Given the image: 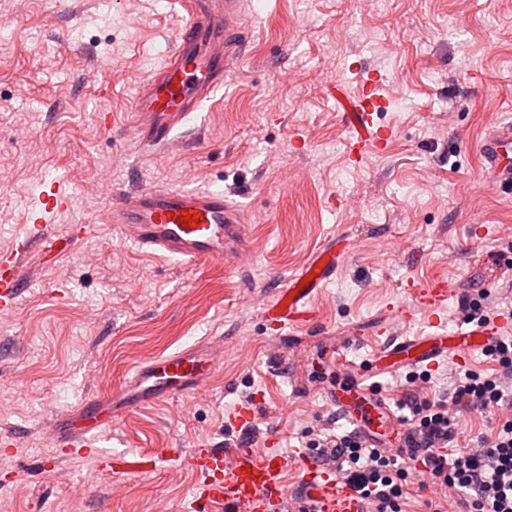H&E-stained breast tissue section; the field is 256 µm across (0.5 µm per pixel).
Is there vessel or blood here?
I'll return each mask as SVG.
<instances>
[{
    "instance_id": "b4317fda",
    "label": "vessel or blood",
    "mask_w": 512,
    "mask_h": 512,
    "mask_svg": "<svg viewBox=\"0 0 512 512\" xmlns=\"http://www.w3.org/2000/svg\"><path fill=\"white\" fill-rule=\"evenodd\" d=\"M187 15L176 30L162 64L142 79L132 106L129 129L146 149H175V133L189 113L200 110L224 86L246 49L241 25V0H177ZM339 93L341 118L349 136L351 163L367 155L384 153L396 138L395 128L378 123L380 112L390 105L386 77L377 69L358 73L354 95L343 94L341 84L328 86ZM484 183L512 191V125L503 123L489 132L481 146ZM112 204L104 223L120 225L125 239L145 252H160L186 264L220 262L229 243L245 235V212L228 200L223 190L199 188H135L127 192L103 186ZM72 195L63 180L45 182L27 214L28 226L10 249L0 252V317L16 315L30 284L25 265L33 251L52 256L72 253L76 239L52 234L49 218L66 211ZM198 214L195 227H183V214ZM346 238H325L306 264L292 275L275 299L264 303L263 312L279 330L303 327L315 316L314 299L331 283L346 261ZM451 292L448 283L435 279L412 289L410 299L393 307L372 325L374 335L390 331L399 319L423 314L430 323L444 320ZM500 318L491 325L463 326L448 333L404 336L373 353L364 368L348 371L345 382L327 389L322 399L357 428L367 443L384 444L381 429L395 434L396 446H404L406 431L395 419L385 395L369 380L396 373L403 367L431 365L443 359L464 363L473 353L487 349L507 325ZM224 361V344L209 341L137 365L123 387L85 398L77 407L52 413L41 428L44 443L55 456L41 459L40 472L55 470L71 456L91 458L105 474L126 476L153 472L158 460H175L195 473L191 512H279L294 503L296 512H370L367 502L336 474L322 470L309 450L285 455L271 448H233L213 445L193 449L168 448L161 456L131 454L106 448L102 439L112 421L123 413L174 398L203 395L216 368ZM300 478L288 483V469Z\"/></svg>"
}]
</instances>
